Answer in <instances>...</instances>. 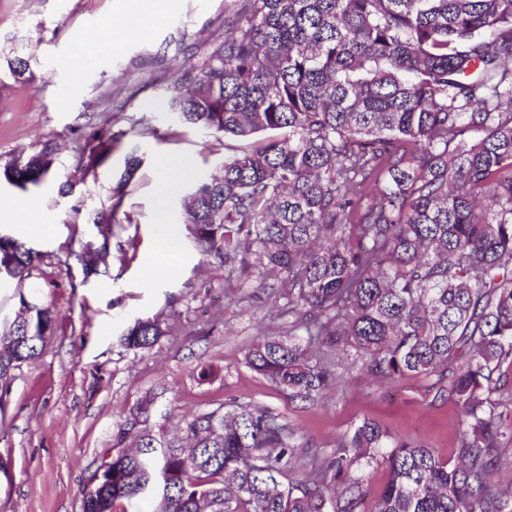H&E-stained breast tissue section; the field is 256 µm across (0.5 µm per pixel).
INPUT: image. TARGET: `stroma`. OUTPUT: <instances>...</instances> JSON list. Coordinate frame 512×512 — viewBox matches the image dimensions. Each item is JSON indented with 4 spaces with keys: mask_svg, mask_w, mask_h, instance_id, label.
Instances as JSON below:
<instances>
[{
    "mask_svg": "<svg viewBox=\"0 0 512 512\" xmlns=\"http://www.w3.org/2000/svg\"><path fill=\"white\" fill-rule=\"evenodd\" d=\"M174 5L149 35L129 38L120 0H0V164L48 143L72 184L64 197L54 180L26 191L0 184V201L33 198L53 220L47 236L36 226L5 222L0 233L41 252L39 298L55 312L53 336L36 361L14 371L0 402V512H82L84 487L112 447L118 423L148 393L157 394L174 423L221 403L266 407L312 450L334 447L364 419L443 457L459 445L457 411L427 396V380L380 387L347 372L326 401L312 405L288 399L248 367L250 343L276 325L271 281L224 273L187 241L177 247L174 265H148V256L162 249L155 231L157 161L185 157L198 179L236 146L183 125L167 106L177 76L223 40L227 0ZM107 32L119 39L118 50L70 73L64 61L75 36ZM18 57L29 63L20 78L8 67ZM94 129L124 137L105 163L85 173L75 168L73 147ZM132 149L143 165L125 182ZM116 195L122 205L112 263L106 275L84 279L75 254L97 237L92 210ZM143 317L164 321L169 334L152 350L128 349L120 336Z\"/></svg>",
    "mask_w": 512,
    "mask_h": 512,
    "instance_id": "stroma-1",
    "label": "stroma"
}]
</instances>
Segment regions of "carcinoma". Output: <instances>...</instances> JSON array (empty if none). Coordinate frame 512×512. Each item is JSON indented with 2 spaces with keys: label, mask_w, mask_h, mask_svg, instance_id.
Here are the masks:
<instances>
[{
  "label": "carcinoma",
  "mask_w": 512,
  "mask_h": 512,
  "mask_svg": "<svg viewBox=\"0 0 512 512\" xmlns=\"http://www.w3.org/2000/svg\"><path fill=\"white\" fill-rule=\"evenodd\" d=\"M224 27L169 107L249 141L191 183L184 209L209 264L262 270L286 302L288 325L252 343L247 365L312 404L340 368L379 385L425 378L459 408V446L442 459L364 420L310 456L266 408L221 404L171 430L149 393L118 424L82 512L133 499L148 512H359L374 466L388 472L375 512H508L512 0H229ZM120 143L94 131L74 161L94 169ZM55 162L45 146L0 174L26 191L59 178ZM121 204L94 210L101 240L76 254L86 280L112 262ZM39 260L0 237L20 313L0 334L3 392L54 332ZM167 333L139 318L122 341L149 350Z\"/></svg>",
  "instance_id": "obj_1"
}]
</instances>
